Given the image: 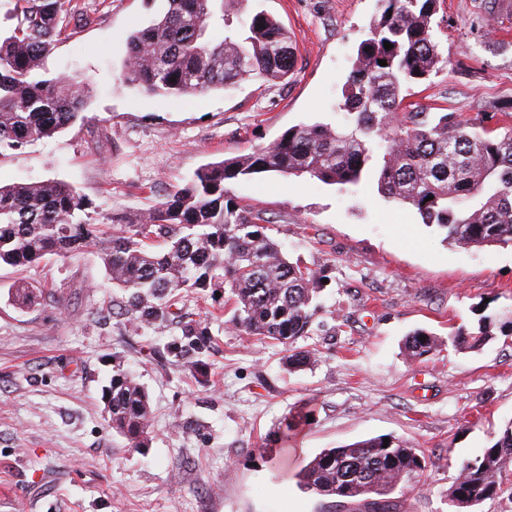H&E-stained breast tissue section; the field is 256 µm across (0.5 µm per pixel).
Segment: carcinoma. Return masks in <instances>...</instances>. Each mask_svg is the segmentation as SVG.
Masks as SVG:
<instances>
[{"label": "carcinoma", "instance_id": "obj_1", "mask_svg": "<svg viewBox=\"0 0 512 512\" xmlns=\"http://www.w3.org/2000/svg\"><path fill=\"white\" fill-rule=\"evenodd\" d=\"M17 2L19 23L0 35V151L61 131L78 119L85 100L80 82L43 74L63 0ZM166 2L162 14L126 38L122 77L141 92L191 98L294 73L295 37L268 12L255 10L234 27L224 0ZM377 2L342 87L336 122L294 125L246 155L208 163L185 187L106 229L68 183H0V266L30 267L48 256L76 258L97 248L112 287L122 292L120 325L139 336L170 328L169 364L197 379L213 340L211 317H187L180 301L219 288L233 300L229 322L241 334L275 341L290 366L311 362L312 352L297 342L309 334L326 275L291 259L260 214L237 207L229 186L242 177L310 176L342 189L371 182L383 201L411 207L457 248L512 246V105L502 108L499 127L488 126L482 112L403 110V92L448 63L434 36L439 0ZM386 41L393 48L385 49ZM42 298L26 284L13 294L27 308ZM496 329L512 335L511 310L482 317L475 331L460 327L448 339L475 349ZM438 344L439 337L417 329L405 349L416 359ZM102 393L109 394L103 402L112 431L142 447L151 417L146 388L118 365ZM384 439L322 450L302 469L301 482L319 496L363 500L370 512H389L387 496L403 492L426 468V457L406 442ZM511 470L512 420L480 456L461 465L448 491L452 512H476L508 492L504 474Z\"/></svg>", "mask_w": 512, "mask_h": 512}]
</instances>
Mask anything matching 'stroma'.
<instances>
[{"label":"stroma","instance_id":"35a3bbf8","mask_svg":"<svg viewBox=\"0 0 512 512\" xmlns=\"http://www.w3.org/2000/svg\"><path fill=\"white\" fill-rule=\"evenodd\" d=\"M165 0H67L46 75L85 86L75 122L0 154V182L63 180L99 216L134 217L181 188L203 164L246 154L289 127L335 121L337 101L376 0H243L297 40L283 82L253 79L191 99L147 96L121 77L125 41ZM435 38L448 65L410 86L408 100L451 112H499L512 99V18L495 0H443ZM230 195L259 212L292 256L329 279L308 336L313 361L290 368L281 347L219 319L205 382L161 357L169 329L126 332L92 311L118 298L95 248L18 271L0 267V512H351L314 494L298 473L317 453L387 435L427 461L396 512H451L460 464L512 420V337L477 350L448 341L452 326L512 310V247L464 251L366 182L246 177ZM28 282L46 295L20 309ZM442 340L409 358L407 334ZM121 361L150 393L140 450L106 427L102 389ZM311 422L286 432L288 421Z\"/></svg>","mask_w":512,"mask_h":512}]
</instances>
